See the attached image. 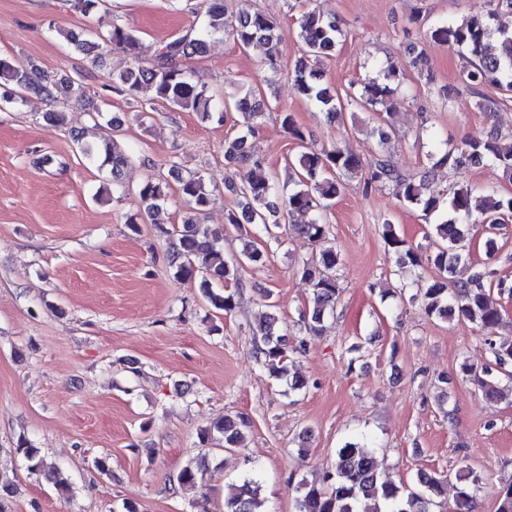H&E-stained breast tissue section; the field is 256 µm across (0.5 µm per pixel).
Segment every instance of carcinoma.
Segmentation results:
<instances>
[{
    "label": "carcinoma",
    "instance_id": "carcinoma-1",
    "mask_svg": "<svg viewBox=\"0 0 512 512\" xmlns=\"http://www.w3.org/2000/svg\"><path fill=\"white\" fill-rule=\"evenodd\" d=\"M198 13L201 23L183 29L159 42L153 52L150 66L134 62L112 79V90L132 96L144 85L154 88L156 97L170 106L198 112L203 118L212 117L216 93L197 82L192 74L179 66V61L201 56L206 52L208 40L232 36L243 48L256 43L276 50L277 45L290 33L276 19L262 11L241 15L231 32L224 26L223 0H200ZM296 38L302 43V54L296 61L292 76L299 94L314 102L328 116L335 118L355 106L376 111L387 107L397 91L396 71L389 67L368 82L349 85L344 94L333 93L323 82L319 64L330 56L344 36L339 22L312 8L302 12L295 29ZM426 35L451 47L463 48L474 58L471 68L462 76L468 86L493 87L504 94L512 92V0H482L480 9L459 25L437 23L428 28ZM500 41L497 53L486 49L491 37ZM65 39L75 50L92 53L103 47L134 49L139 45L135 30L116 23L105 35H98L89 26L65 33ZM0 85L10 90L0 96L6 106L25 101V94L35 92L47 99L56 97L59 88L82 89V85L67 76L54 77L36 68H27L13 58L0 55ZM268 109L264 99L252 89L236 86L224 91V111L243 115L246 131L224 142V159L235 170V177L225 187L240 198L238 207L225 212L224 223L235 229L250 225L257 230L271 233L288 220L300 215L306 220L292 225V230L306 235L322 246L317 263H304L302 277L313 287L311 304L302 313L300 322L312 334L318 333L327 315L335 311L339 298L336 276L331 274L338 265V254L328 242L325 212L339 193V186L357 177L365 184L399 188L403 206L417 209L426 216L437 217L435 239L429 247L427 261L443 275L422 293L425 310L445 319H457L482 329H493L502 320L501 311L488 300L493 273L479 269L466 281L450 279L455 267L469 259L465 240L470 230L478 227L484 234L488 257L496 256L499 247L496 230L512 218V195L500 192L494 186L473 188L457 185L447 201L426 193L425 181L436 167L458 168L467 161L498 169L512 180V138L506 139L499 131L491 129L480 136L467 137L454 144L439 143L427 154L432 166L425 167L420 175H408L396 166L385 152L392 130L388 119L381 116L379 123L370 128V134L379 141L380 151L368 162L345 152L336 145L330 149H314L304 131L296 125L292 113L282 110L281 123L295 140L298 153L288 159V177L279 181V175L256 174L262 159L253 150L251 138L256 124ZM77 149L92 162L110 167L112 187L122 188L121 175L134 157L115 144L103 146L82 141L74 136ZM179 192L197 210L208 207L212 193L207 190L202 176L188 174L178 178ZM168 199L166 187L148 182L138 190V203L143 213L150 215ZM169 240L171 264L175 277L181 280H198L203 297L217 310L229 312L235 307V293L228 290V283L237 279L239 269L248 264L257 266L264 262L266 252L251 240V233L242 235L243 247L239 256L226 260L219 246L222 234L188 218L169 228L158 227ZM383 236L392 249L400 268L419 265L420 256L395 231L390 221L384 222ZM262 345L257 353L263 355L270 373L283 379L288 377L284 361L288 359V345L284 336L275 329V318L268 316L260 325ZM492 360L479 369L463 365L464 373L473 377L485 394L491 398L504 396L495 385L498 370L512 363V342L489 343ZM249 427L242 416H226L204 432L202 440H218L227 449L236 448L244 439ZM28 469L51 472L53 466L40 455L38 449L20 444ZM448 477L437 473L422 472L416 485H397L383 478L377 471L372 449L365 442L347 443L338 450L336 464L328 473L323 485L305 482L296 487L297 512H431L435 499L442 496ZM259 482L254 477L243 479L236 492L224 500V512H257Z\"/></svg>",
    "mask_w": 512,
    "mask_h": 512
}]
</instances>
